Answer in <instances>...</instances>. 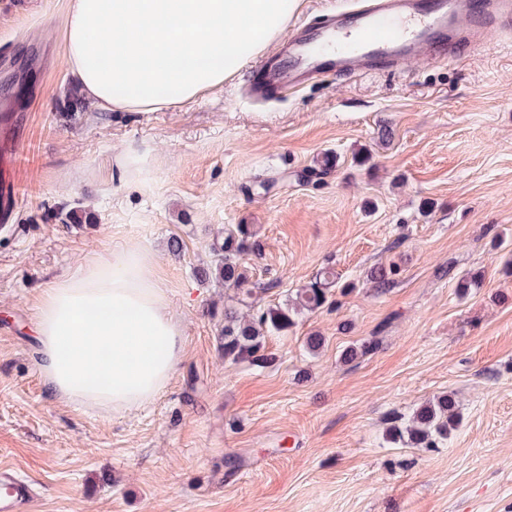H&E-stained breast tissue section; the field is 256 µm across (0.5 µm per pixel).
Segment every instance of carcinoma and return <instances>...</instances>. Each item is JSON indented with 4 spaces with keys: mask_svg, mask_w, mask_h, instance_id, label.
Wrapping results in <instances>:
<instances>
[{
    "mask_svg": "<svg viewBox=\"0 0 512 512\" xmlns=\"http://www.w3.org/2000/svg\"><path fill=\"white\" fill-rule=\"evenodd\" d=\"M257 248L250 225H231L225 229L224 236L212 244L216 263L196 269L199 281L206 282L213 277L224 287L236 290V303L224 304V325L218 336L219 349L228 364L248 362L263 367L274 362L276 355L267 351L269 334L287 331L295 325V317L304 312L314 313L337 304L333 299L336 274L326 267L309 285L299 289L291 302L255 307L252 313L243 315L239 306L252 298L259 288V284L251 280L243 259ZM398 275L399 266L392 263L372 268L368 280L376 292L384 293L396 284ZM381 343V337L372 336L358 346L347 348L343 360L347 363L375 352ZM388 421L387 441L415 448H438L459 424L460 414L454 399L445 395L423 402L408 415L394 412Z\"/></svg>",
    "mask_w": 512,
    "mask_h": 512,
    "instance_id": "obj_1",
    "label": "carcinoma"
}]
</instances>
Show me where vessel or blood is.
Segmentation results:
<instances>
[{
    "mask_svg": "<svg viewBox=\"0 0 512 512\" xmlns=\"http://www.w3.org/2000/svg\"><path fill=\"white\" fill-rule=\"evenodd\" d=\"M317 28L298 22L287 42L252 68L245 89L255 103L329 77L354 78L417 61H456L492 32H512V0H352L326 8ZM31 480L0 470V512H26Z\"/></svg>",
    "mask_w": 512,
    "mask_h": 512,
    "instance_id": "vessel-or-blood-1",
    "label": "vessel or blood"
}]
</instances>
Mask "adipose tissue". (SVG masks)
Here are the masks:
<instances>
[{"mask_svg":"<svg viewBox=\"0 0 512 512\" xmlns=\"http://www.w3.org/2000/svg\"><path fill=\"white\" fill-rule=\"evenodd\" d=\"M298 0H69L68 70L104 111L195 102L283 37ZM50 394L128 411L152 400L184 353L153 255L124 246L46 288L35 325Z\"/></svg>","mask_w":512,"mask_h":512,"instance_id":"ef3b65f1","label":"adipose tissue"}]
</instances>
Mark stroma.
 Instances as JSON below:
<instances>
[{
  "mask_svg": "<svg viewBox=\"0 0 512 512\" xmlns=\"http://www.w3.org/2000/svg\"><path fill=\"white\" fill-rule=\"evenodd\" d=\"M66 4L0 0V176L19 188L0 226V467L35 481L29 512H512V39L264 104L236 75L188 106L73 114ZM127 149L148 176L116 164ZM326 153L333 174L303 181ZM77 206L90 222H65ZM230 224L257 233L262 304L327 266L353 287L269 336L267 368L225 364L232 292L195 277ZM124 245L154 252L184 355L140 407L58 400L36 364L42 294ZM392 262L393 288L364 285ZM469 271L483 282L462 298ZM446 393L462 422L443 446L386 442L390 412Z\"/></svg>",
  "mask_w": 512,
  "mask_h": 512,
  "instance_id": "35a3bbf8",
  "label": "stroma"
}]
</instances>
